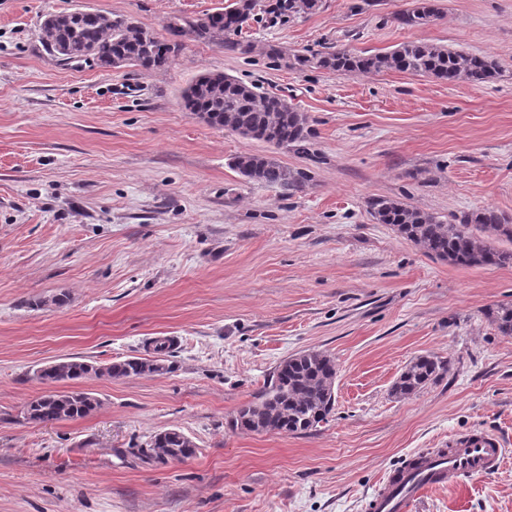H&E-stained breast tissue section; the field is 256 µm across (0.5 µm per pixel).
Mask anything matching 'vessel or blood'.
Returning a JSON list of instances; mask_svg holds the SVG:
<instances>
[{
  "label": "vessel or blood",
  "instance_id": "vessel-or-blood-1",
  "mask_svg": "<svg viewBox=\"0 0 512 512\" xmlns=\"http://www.w3.org/2000/svg\"><path fill=\"white\" fill-rule=\"evenodd\" d=\"M506 455L502 439L489 431L453 436L442 448L418 452L387 475L365 501V512H411L422 490L497 472Z\"/></svg>",
  "mask_w": 512,
  "mask_h": 512
}]
</instances>
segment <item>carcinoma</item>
<instances>
[{
    "label": "carcinoma",
    "instance_id": "obj_1",
    "mask_svg": "<svg viewBox=\"0 0 512 512\" xmlns=\"http://www.w3.org/2000/svg\"><path fill=\"white\" fill-rule=\"evenodd\" d=\"M259 6V0H233L221 13H206L189 24L199 37L239 36ZM322 0H272L265 12L278 18L295 17L316 12ZM438 18V12L423 2L399 15L407 26H425ZM39 40L46 53L64 63L73 60L88 67H110L112 59L123 57L130 65L141 61L152 71L169 64V48L152 32L127 17L101 12L91 19L75 20L63 13L39 28ZM316 65L338 73L381 72L398 70L426 74L453 83L464 79L480 85L493 77L496 65L486 57L466 54L445 46L410 42L391 52L357 54L349 50L328 53ZM182 106L188 112H208L211 125L239 135L248 130L253 139L289 146L304 140L306 116L281 98L258 90L222 73H205L182 93ZM234 168L243 176L258 182L289 186L297 178L260 154H240ZM373 216L380 224H390L400 234L420 245L426 253L461 267L502 266L512 262V252L496 250L479 240L471 231L474 224L499 236L512 238V225L501 222L491 208L468 214L458 224H441L435 218L394 199L372 202ZM497 331L512 336V306H500L491 313ZM168 346L160 342L154 354L157 362L146 358H129L105 366L83 361H63L43 366L34 375L43 383L73 382L89 377L125 379L145 374H163L172 369L165 363ZM442 361L420 356L406 366L395 381L392 392L411 395L444 370ZM333 360L320 352L307 351L280 363L272 379L255 401L238 408L233 426L254 433H305L328 420L335 406ZM99 400L86 391L49 390L32 399L24 410V418L38 423H55L84 418L95 411ZM142 460H185L196 454V445L182 432L161 431L137 449Z\"/></svg>",
    "mask_w": 512,
    "mask_h": 512
}]
</instances>
